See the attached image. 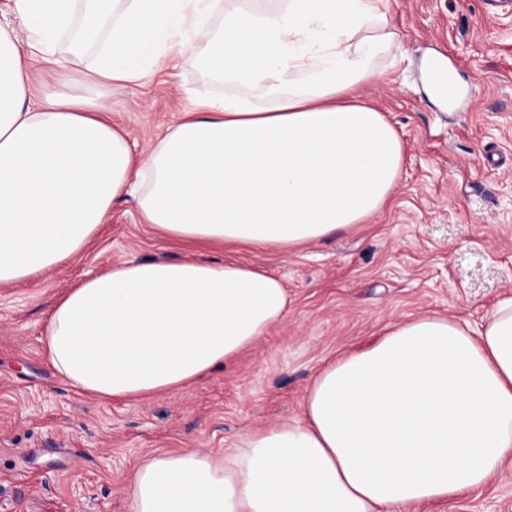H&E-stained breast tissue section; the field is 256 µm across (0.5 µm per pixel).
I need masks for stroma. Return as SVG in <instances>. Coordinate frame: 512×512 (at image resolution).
Instances as JSON below:
<instances>
[{
	"instance_id": "stroma-1",
	"label": "stroma",
	"mask_w": 512,
	"mask_h": 512,
	"mask_svg": "<svg viewBox=\"0 0 512 512\" xmlns=\"http://www.w3.org/2000/svg\"><path fill=\"white\" fill-rule=\"evenodd\" d=\"M284 0H222L206 34L170 52L136 84L57 92L98 95L135 154L175 125L196 98L223 97L202 64L225 13L275 10ZM400 46L375 59L383 79L359 88L405 148L388 209L354 229L275 253L164 241L131 198L117 200L82 255L31 281L0 286V512H129L127 479L154 453H220L250 431L299 416L313 377L372 342L389 323L431 312L479 327L512 296V165L490 168L488 148L512 157V15L488 17L483 0H393ZM447 55L465 89L456 108L424 92L421 66ZM236 258L273 273L288 312L236 361L185 388L102 401L78 394L42 342L55 300L83 279L130 259ZM408 512H512V468L487 488Z\"/></svg>"
}]
</instances>
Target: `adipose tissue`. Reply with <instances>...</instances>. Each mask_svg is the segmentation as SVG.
<instances>
[{"instance_id":"obj_1","label":"adipose tissue","mask_w":512,"mask_h":512,"mask_svg":"<svg viewBox=\"0 0 512 512\" xmlns=\"http://www.w3.org/2000/svg\"><path fill=\"white\" fill-rule=\"evenodd\" d=\"M390 2L227 15L204 64L261 100H194L138 158L105 104L46 92L33 69L140 81L219 0H13L14 22L0 23V285L80 256L126 196L166 239L282 252L383 213L404 144L355 92L381 79L373 60L397 40ZM287 309L281 281L245 262L129 260L60 297L44 342L79 393L143 398L224 368ZM509 462L512 297L478 332L433 314L387 324L315 375L299 417L223 455L144 459L130 512H385L483 489Z\"/></svg>"}]
</instances>
